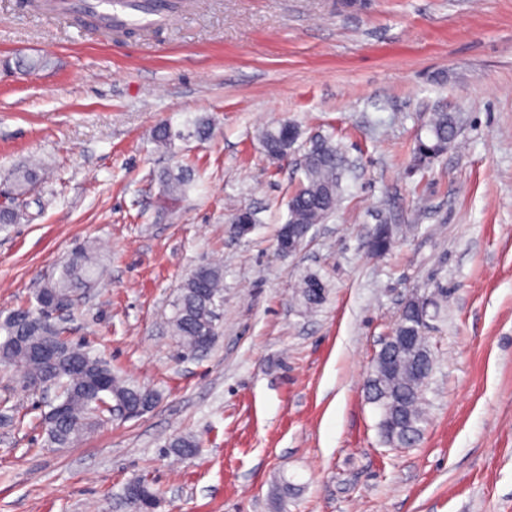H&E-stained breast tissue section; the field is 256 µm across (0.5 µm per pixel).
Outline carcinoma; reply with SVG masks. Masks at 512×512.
I'll list each match as a JSON object with an SVG mask.
<instances>
[{
	"label": "carcinoma",
	"instance_id": "cac0c4a2",
	"mask_svg": "<svg viewBox=\"0 0 512 512\" xmlns=\"http://www.w3.org/2000/svg\"><path fill=\"white\" fill-rule=\"evenodd\" d=\"M461 118L457 113L436 111L429 114L423 129L425 135L417 138L414 148V162L428 166L448 151L454 143ZM199 140L211 135V127L204 117L193 121L191 130L184 134L174 131L167 124H160L153 130L156 145L171 150L175 140L184 136ZM301 131L295 124L282 121L266 127L260 136L264 152L283 154L294 149ZM301 170L304 178L295 187L288 200V215L278 235H288L303 246L310 229L323 223L335 213L344 192L343 181L348 173L346 160L341 148L326 137L310 141V147L303 154ZM44 178L43 168L37 164H23L13 168L8 180L18 196L27 194ZM163 197L168 201L182 199L192 187L193 178L187 168L168 170L159 175ZM22 218V210L7 201L0 205V224H16ZM393 245L390 228L381 224L372 231L368 247L372 255L382 257ZM100 276L99 267L92 261L90 249L80 251L68 259L62 267L58 280L48 282L34 291L37 304L47 293L61 297L73 295L76 289L85 288ZM326 285L314 274L303 277L299 295L308 307L319 306L325 299ZM224 303V272L214 264H203L196 268L180 286L179 297L174 304L170 319L172 330L179 337L186 353L193 355L200 351L201 336L209 326L219 320V310ZM38 307H21L12 311L0 321V365H22L26 376L32 381L46 376L52 377L59 398L66 403V413L57 422L47 424L48 443L52 446H67L105 422L101 402L120 396L130 406L142 404L145 388L121 378L112 372L110 364L88 347L73 344L64 336V329L41 322L36 311ZM397 325L406 326L415 338V347L409 351L396 352L390 347L380 349L390 360V368L380 371L370 385V392L381 387L389 392L388 402L396 408L400 425L393 431L381 430L390 442L409 444L421 432L424 422L423 401L425 390L434 372V358L428 356L425 363L417 362L422 351H430L425 336L426 325L421 323L420 312L407 306L398 318ZM21 334L27 337L22 347L10 345L9 338ZM46 344L57 347L65 360V366L52 367L33 356L32 351ZM169 448L177 456H188L197 451V442L190 436L173 440ZM141 493L133 504H128L130 483H125L118 493L126 512H147L158 498L152 484L135 479Z\"/></svg>",
	"mask_w": 512,
	"mask_h": 512
}]
</instances>
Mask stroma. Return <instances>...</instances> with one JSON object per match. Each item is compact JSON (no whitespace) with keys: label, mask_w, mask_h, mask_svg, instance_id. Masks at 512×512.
I'll list each match as a JSON object with an SVG mask.
<instances>
[{"label":"stroma","mask_w":512,"mask_h":512,"mask_svg":"<svg viewBox=\"0 0 512 512\" xmlns=\"http://www.w3.org/2000/svg\"><path fill=\"white\" fill-rule=\"evenodd\" d=\"M39 55L51 67L3 65ZM439 107L460 133L416 167ZM199 117L208 140L152 142ZM284 120L350 166L292 256L275 235L300 173L260 143ZM31 159L46 175L0 227V319L93 244L106 276L60 324L159 399L56 448L50 396L0 368V512H118L133 477L157 512H512V0H189L135 36L0 0V188ZM186 165L195 188L165 203L159 174ZM239 209L257 219L244 237ZM379 224L395 243L375 258ZM206 263L224 269L220 333L186 358L169 320ZM308 273L327 285L313 311L296 298ZM438 287L421 436L394 446L364 382L401 303ZM178 436L195 455L169 452ZM135 481L140 487H141V493L137 499L134 500L133 504L129 506L128 504V496H129V486L131 482ZM158 498V492L153 487L152 484L138 479L133 478L128 480L123 487L121 488L120 492L118 493V499L121 501L122 505L124 506L125 510L127 512H140L143 510H149L153 506V502L155 499Z\"/></svg>","instance_id":"1"}]
</instances>
